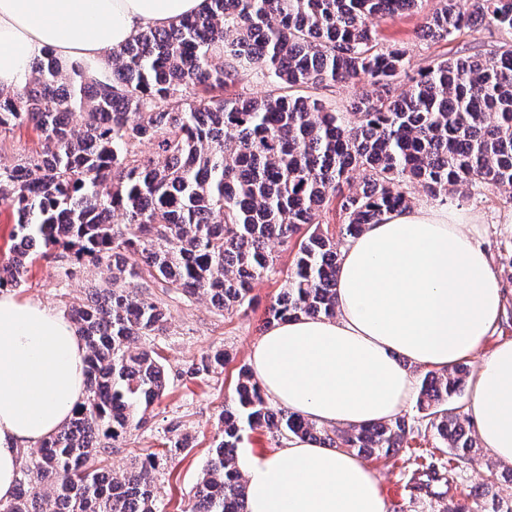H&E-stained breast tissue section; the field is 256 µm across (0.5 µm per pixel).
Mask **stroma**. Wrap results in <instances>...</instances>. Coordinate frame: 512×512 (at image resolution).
<instances>
[{
	"mask_svg": "<svg viewBox=\"0 0 512 512\" xmlns=\"http://www.w3.org/2000/svg\"><path fill=\"white\" fill-rule=\"evenodd\" d=\"M438 5L439 0H423L418 10L380 24L385 43L406 49L409 71H417L432 59L463 46L480 51L491 41L488 28L482 25L465 28L447 42L433 44L423 39L424 17ZM448 204L483 225V243L492 256L504 291L501 321L480 349L485 355L499 343L512 340V203L507 202L504 190L490 187L469 198H450ZM272 251L279 273L256 284L254 302L248 309L220 312L204 300L189 302L173 292L157 288L152 291L153 297L162 300L170 313L166 334L151 339L168 369V387L152 405L147 426L117 442L108 464L122 471L147 453H156L153 480L158 504L164 512H186L191 502L216 434L218 415L235 387L239 367L248 364L250 348L265 330V309L282 288L296 247L276 243ZM105 278L104 271L88 265L77 268L68 278L57 263L40 261L30 267L24 284L15 294L19 299L39 301L64 312L87 289L105 287ZM216 349L224 350L228 356L224 368L198 377L187 374L191 362ZM404 416L410 426L406 447L389 458L366 462L378 481L386 512H447L449 501L464 497L487 471L501 470V463L485 450L474 463L459 466L449 487L416 489L412 475L418 464L442 468L447 466L449 455L416 406H409ZM186 433L193 437L190 448L168 447L169 439Z\"/></svg>",
	"mask_w": 512,
	"mask_h": 512,
	"instance_id": "35a3bbf8",
	"label": "stroma"
}]
</instances>
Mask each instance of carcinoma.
<instances>
[{"label": "carcinoma", "mask_w": 512, "mask_h": 512, "mask_svg": "<svg viewBox=\"0 0 512 512\" xmlns=\"http://www.w3.org/2000/svg\"><path fill=\"white\" fill-rule=\"evenodd\" d=\"M206 2L177 25L139 32L103 78L48 50L23 88L0 89V134L30 123L41 137L38 150L0 165V203L16 217L0 290L21 286L37 258L67 266V275L88 262L106 269L109 284L68 309L87 349L86 399L66 426L23 452L16 493L0 512H158L155 454L120 473L105 465L114 443L145 427L166 388L146 341L167 330V308L148 289L218 311L248 308L254 284L277 273L270 243L298 236L266 325L333 318L340 245L410 207L414 189L445 202L493 186L512 200L511 42L437 58L412 75L404 48L380 45L378 25L419 0ZM475 23L512 35V0H472L469 13L441 0L425 33L443 41ZM257 70L272 89L234 92ZM363 77L372 90L350 111L325 108L336 84ZM402 80L409 87L399 94ZM144 141L152 154L140 150ZM332 198L344 219L336 236L319 222ZM226 362L216 351L190 371L207 375ZM467 376L459 363L419 378L416 407L451 450L450 465L477 455L457 405ZM219 424L188 512H246L235 456L248 430L364 459L389 457L409 432L401 417L318 425L274 406L247 367ZM506 478L512 468L482 477L448 512H512L499 494Z\"/></svg>", "instance_id": "1"}]
</instances>
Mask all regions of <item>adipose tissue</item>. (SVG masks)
<instances>
[{"instance_id":"ef3b65f1","label":"adipose tissue","mask_w":512,"mask_h":512,"mask_svg":"<svg viewBox=\"0 0 512 512\" xmlns=\"http://www.w3.org/2000/svg\"><path fill=\"white\" fill-rule=\"evenodd\" d=\"M204 0H0V89L26 83L52 51L107 71L138 32L167 28ZM479 225L444 204L386 214L341 249L335 318L269 326L250 364L269 398L320 425L395 417L416 390L410 366L444 370L479 356L465 413L482 447L512 464V341L479 350L503 312V288ZM85 345L73 322L0 293V501L12 499L23 449L59 431L84 402ZM246 512H386L356 456L291 437L277 453L238 452Z\"/></svg>"}]
</instances>
